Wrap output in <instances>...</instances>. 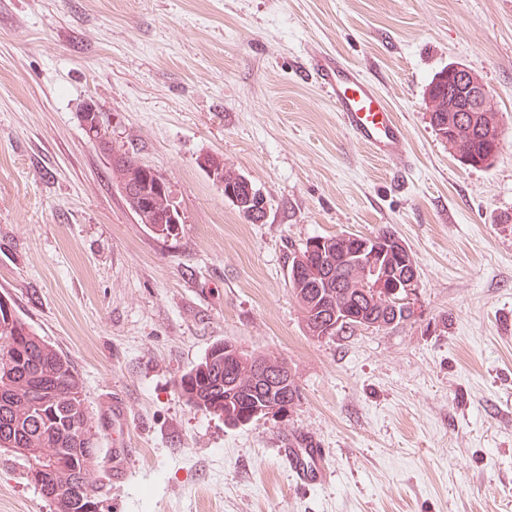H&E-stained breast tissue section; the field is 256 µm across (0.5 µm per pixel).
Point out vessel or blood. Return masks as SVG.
Here are the masks:
<instances>
[{
	"label": "vessel or blood",
	"mask_w": 512,
	"mask_h": 512,
	"mask_svg": "<svg viewBox=\"0 0 512 512\" xmlns=\"http://www.w3.org/2000/svg\"><path fill=\"white\" fill-rule=\"evenodd\" d=\"M309 64L341 125L375 157L411 167L404 125L381 98L377 85L338 55L316 52ZM326 451L313 440L289 449L285 460L296 482L308 485L326 475Z\"/></svg>",
	"instance_id": "vessel-or-blood-1"
}]
</instances>
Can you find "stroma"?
<instances>
[{
  "instance_id": "obj_1",
  "label": "stroma",
  "mask_w": 512,
  "mask_h": 512,
  "mask_svg": "<svg viewBox=\"0 0 512 512\" xmlns=\"http://www.w3.org/2000/svg\"><path fill=\"white\" fill-rule=\"evenodd\" d=\"M323 49L376 82L413 168L342 127L308 65ZM453 63L497 104L491 168L429 125L426 86ZM89 102L169 183L176 236L136 222ZM205 155L253 182L262 222ZM382 229L417 260V313L307 336L293 252ZM0 295L71 359L110 512H512V0H0ZM220 340L288 362V418L233 428L187 403L180 376ZM115 397L136 450L120 484ZM297 435L325 448V482L294 481L280 449ZM0 512H54L1 452ZM197 164L209 177L211 176L212 179H215L218 184H222V178H217L214 172L217 173L220 171L223 173L225 198L235 204L238 211L248 221L256 223L265 218L267 211L265 207H262L266 203L264 197L259 193L256 198L257 189L254 187L252 182L244 178V176L237 174L230 168H227L224 165L223 158L213 155H205L198 158ZM208 169H213L214 172L212 170L209 173ZM212 181L215 183L214 180ZM247 181L250 184V188ZM256 203H258V207H262L257 209V211L255 209Z\"/></svg>"
}]
</instances>
